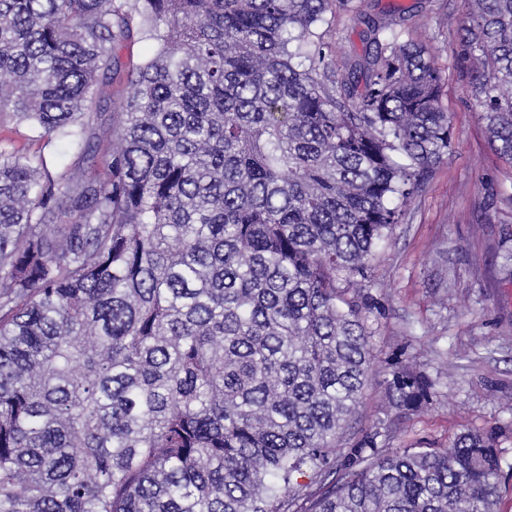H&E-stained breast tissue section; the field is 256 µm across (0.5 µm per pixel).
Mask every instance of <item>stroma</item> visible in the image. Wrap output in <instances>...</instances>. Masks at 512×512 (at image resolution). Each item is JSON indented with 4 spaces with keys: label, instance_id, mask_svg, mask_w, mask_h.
Wrapping results in <instances>:
<instances>
[{
    "label": "stroma",
    "instance_id": "stroma-1",
    "mask_svg": "<svg viewBox=\"0 0 512 512\" xmlns=\"http://www.w3.org/2000/svg\"><path fill=\"white\" fill-rule=\"evenodd\" d=\"M412 10L413 30L433 37L438 63L455 65L463 0H371ZM326 38L336 56L362 54V27L347 14L328 15ZM441 103L454 138L446 163L409 207L372 270V293L383 306L371 316L377 360L397 349L416 357L439 381L428 409L392 431L387 447L415 440L448 446L456 433L499 432L508 488L498 512H512V168L487 145L478 107L460 82L449 80ZM0 140L41 151L58 165L75 151L35 138L27 125L0 118Z\"/></svg>",
    "mask_w": 512,
    "mask_h": 512
}]
</instances>
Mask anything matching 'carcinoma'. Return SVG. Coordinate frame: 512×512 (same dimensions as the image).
<instances>
[{
  "label": "carcinoma",
  "instance_id": "carcinoma-1",
  "mask_svg": "<svg viewBox=\"0 0 512 512\" xmlns=\"http://www.w3.org/2000/svg\"><path fill=\"white\" fill-rule=\"evenodd\" d=\"M454 72L400 6L0 0V512H497V433L349 435L374 360L371 262L452 148L450 76L512 168V0H465ZM364 25L336 68L329 13ZM121 111L92 116L133 39ZM37 134L32 132L25 124H17L15 120L5 115L0 121V139L5 143L13 142L16 146H25L29 152H36L40 149L47 157L57 160L58 169L61 170L65 164L76 159V151L60 142H50L46 138H36ZM35 137V138H33ZM38 139V140H32Z\"/></svg>",
  "mask_w": 512,
  "mask_h": 512
}]
</instances>
